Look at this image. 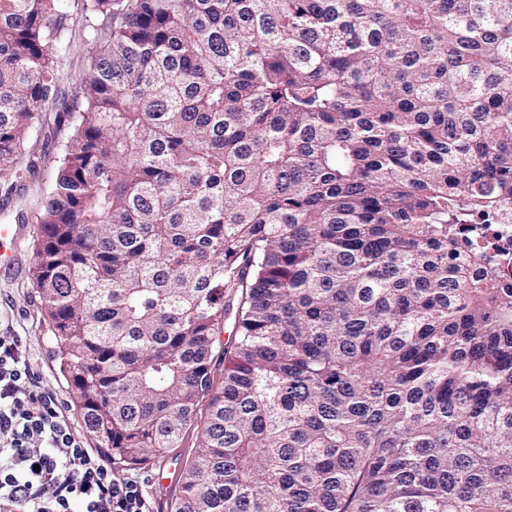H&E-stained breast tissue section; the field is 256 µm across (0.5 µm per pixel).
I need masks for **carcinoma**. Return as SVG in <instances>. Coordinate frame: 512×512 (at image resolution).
Returning a JSON list of instances; mask_svg holds the SVG:
<instances>
[{
  "label": "carcinoma",
  "instance_id": "obj_1",
  "mask_svg": "<svg viewBox=\"0 0 512 512\" xmlns=\"http://www.w3.org/2000/svg\"><path fill=\"white\" fill-rule=\"evenodd\" d=\"M60 105L20 219L113 471L161 466L208 394L175 512H512V286L479 227L512 207V0H0L7 196ZM90 51V46L77 36L69 51L60 59L57 78L67 98L71 97V92L74 91L87 69ZM44 122L32 132L26 145L27 150L33 151L42 157L39 173L34 177L23 178L25 195L23 202L28 210L35 207L42 195L49 189L57 173L59 155L63 144L71 134V128L67 121L59 124L56 110L45 112ZM46 133V134H45Z\"/></svg>",
  "mask_w": 512,
  "mask_h": 512
}]
</instances>
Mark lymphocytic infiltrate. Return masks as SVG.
I'll list each match as a JSON object with an SVG mask.
<instances>
[{"label":"lymphocytic infiltrate","instance_id":"f902f5d3","mask_svg":"<svg viewBox=\"0 0 512 512\" xmlns=\"http://www.w3.org/2000/svg\"><path fill=\"white\" fill-rule=\"evenodd\" d=\"M136 483L86 447L27 357L0 335V512H144Z\"/></svg>","mask_w":512,"mask_h":512}]
</instances>
